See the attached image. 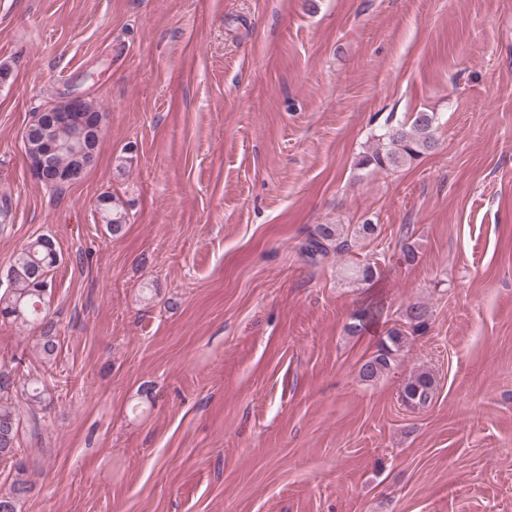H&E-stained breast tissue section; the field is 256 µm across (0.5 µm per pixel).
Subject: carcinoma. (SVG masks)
Instances as JSON below:
<instances>
[{
    "mask_svg": "<svg viewBox=\"0 0 512 512\" xmlns=\"http://www.w3.org/2000/svg\"><path fill=\"white\" fill-rule=\"evenodd\" d=\"M439 118L435 112H416L408 120H387L379 134L374 136L371 150L358 158L357 165L363 169L394 170L432 150L437 143ZM44 138L33 140L25 147L27 158L33 162L46 142L62 139L53 128H46ZM102 221L107 231L114 235L126 223L125 212L120 202L109 196L100 200ZM377 225L368 222L348 231L341 224H318L307 234L301 250L313 264H319L332 254L343 255L352 248V241L373 236ZM60 260L53 240L41 235L28 242L17 254L6 273L8 282L0 292V316L15 323L31 326L38 331L35 349L44 364L56 361L59 349L57 324L42 311L45 296L52 285L50 273ZM357 281L368 282L376 278V263L366 261L350 267ZM430 318L429 308L423 303H413L405 311V324L412 332L425 328ZM406 334L399 327L391 328L381 340L376 351L364 360L360 376L365 381H374L388 374L395 367L404 347ZM436 390L434 377L419 370L407 379L402 389V399L411 408L424 407L432 401ZM22 397L30 407L27 426H22L12 400ZM53 402L52 391L46 381L38 377L21 379L10 371L0 370V465L14 473L9 490L0 493V512H18L21 501L30 491L25 477L26 470L20 460L22 452V429L29 430V437L37 440L41 435V417L38 411L47 409Z\"/></svg>",
    "mask_w": 512,
    "mask_h": 512,
    "instance_id": "carcinoma-1",
    "label": "carcinoma"
}]
</instances>
